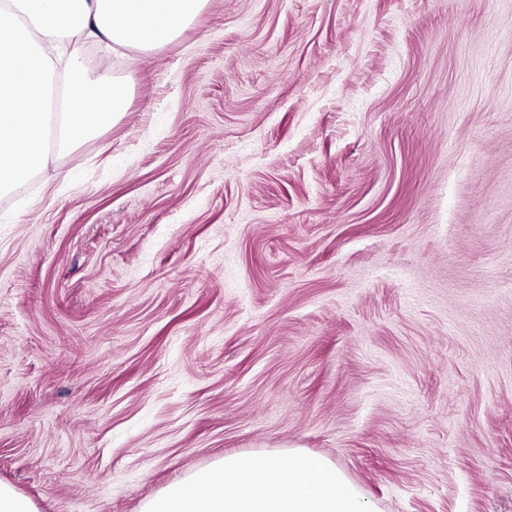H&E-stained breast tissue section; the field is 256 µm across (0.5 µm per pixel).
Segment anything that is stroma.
I'll return each instance as SVG.
<instances>
[{"label":"stroma","mask_w":512,"mask_h":512,"mask_svg":"<svg viewBox=\"0 0 512 512\" xmlns=\"http://www.w3.org/2000/svg\"><path fill=\"white\" fill-rule=\"evenodd\" d=\"M126 112L0 194V481L140 512L230 453L512 512V0H208L77 44Z\"/></svg>","instance_id":"1"}]
</instances>
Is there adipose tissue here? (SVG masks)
Masks as SVG:
<instances>
[{
    "label": "adipose tissue",
    "instance_id": "ef3b65f1",
    "mask_svg": "<svg viewBox=\"0 0 512 512\" xmlns=\"http://www.w3.org/2000/svg\"><path fill=\"white\" fill-rule=\"evenodd\" d=\"M207 0H0V193L45 170L52 151L80 144L127 108L131 89L87 73L71 43L149 51L176 38ZM69 76L65 112L48 110L52 81Z\"/></svg>",
    "mask_w": 512,
    "mask_h": 512
}]
</instances>
